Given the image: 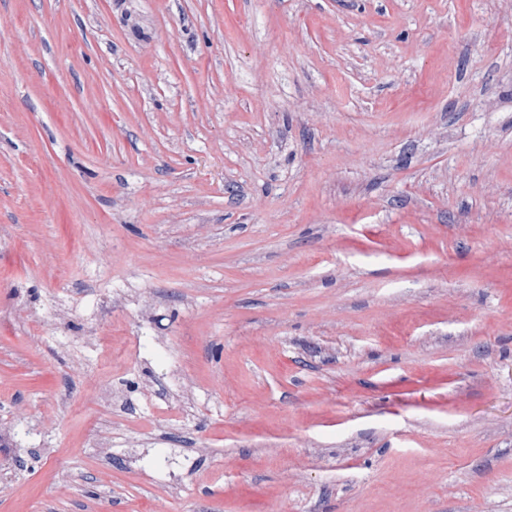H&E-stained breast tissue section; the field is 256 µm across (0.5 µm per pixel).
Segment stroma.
Segmentation results:
<instances>
[{
    "mask_svg": "<svg viewBox=\"0 0 512 512\" xmlns=\"http://www.w3.org/2000/svg\"><path fill=\"white\" fill-rule=\"evenodd\" d=\"M0 512H512V0H0Z\"/></svg>",
    "mask_w": 512,
    "mask_h": 512,
    "instance_id": "stroma-1",
    "label": "stroma"
}]
</instances>
